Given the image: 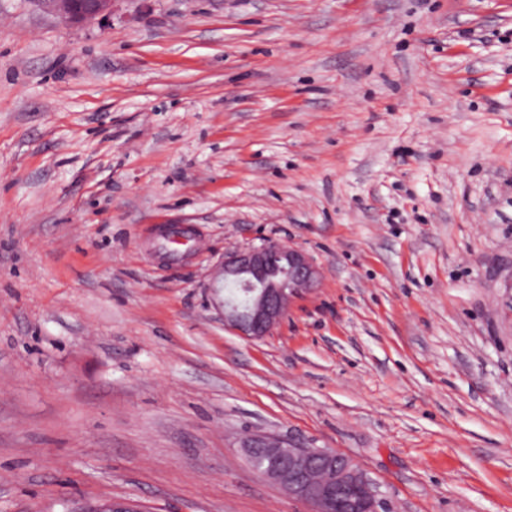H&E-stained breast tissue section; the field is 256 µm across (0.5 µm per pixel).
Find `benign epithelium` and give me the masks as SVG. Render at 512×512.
Masks as SVG:
<instances>
[{"instance_id": "7a95c632", "label": "benign epithelium", "mask_w": 512, "mask_h": 512, "mask_svg": "<svg viewBox=\"0 0 512 512\" xmlns=\"http://www.w3.org/2000/svg\"><path fill=\"white\" fill-rule=\"evenodd\" d=\"M66 24L93 19L112 0H44ZM224 284L237 288L224 297V324L241 336L261 339L288 315L295 301L312 291L319 267L304 251L265 239L257 246L227 250ZM253 469L307 506L309 512H390L375 482L351 457L334 448H303L271 436L243 444ZM76 512H144L134 500H103Z\"/></svg>"}]
</instances>
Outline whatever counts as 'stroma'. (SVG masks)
Instances as JSON below:
<instances>
[{
  "label": "stroma",
  "mask_w": 512,
  "mask_h": 512,
  "mask_svg": "<svg viewBox=\"0 0 512 512\" xmlns=\"http://www.w3.org/2000/svg\"><path fill=\"white\" fill-rule=\"evenodd\" d=\"M265 238L322 276L251 339ZM249 434L512 512V0H0V512H306ZM52 6L66 24L93 19L108 9L112 0H40ZM222 269L224 285L237 288L224 297V325L252 339L269 336L295 299L312 291L320 278L307 253L273 239L225 251ZM72 512H144V510L137 501L112 499L99 501Z\"/></svg>",
  "instance_id": "1"
}]
</instances>
